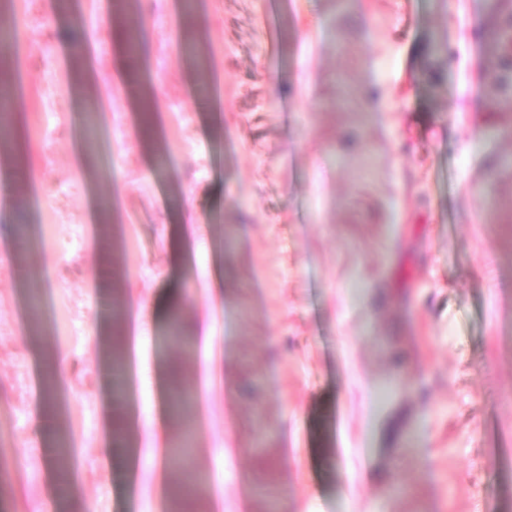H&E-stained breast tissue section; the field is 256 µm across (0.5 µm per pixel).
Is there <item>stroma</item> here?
<instances>
[{"label":"stroma","instance_id":"1","mask_svg":"<svg viewBox=\"0 0 512 512\" xmlns=\"http://www.w3.org/2000/svg\"><path fill=\"white\" fill-rule=\"evenodd\" d=\"M147 0L137 65L113 0H20L31 179L0 219V512H52L38 421L68 438L73 512H169L191 469L224 512H512V0ZM99 105L94 143L80 114ZM55 226L16 261L12 225ZM41 272L29 333L26 273ZM149 300L142 325L105 294ZM209 314L182 355L172 314ZM141 330L109 450L106 355ZM64 380L44 391L41 358Z\"/></svg>","mask_w":512,"mask_h":512}]
</instances>
